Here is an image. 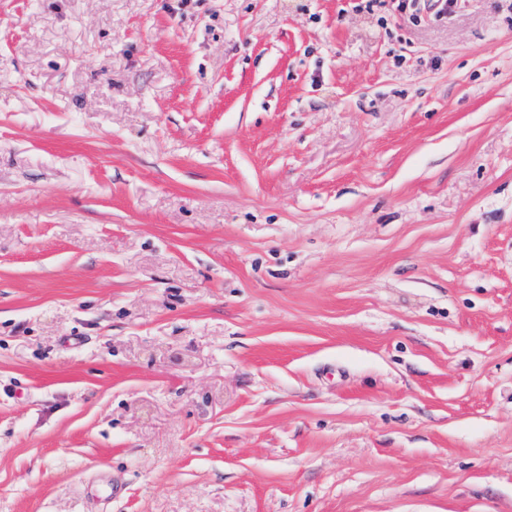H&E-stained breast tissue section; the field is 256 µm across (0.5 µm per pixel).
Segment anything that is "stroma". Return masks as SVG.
Returning a JSON list of instances; mask_svg holds the SVG:
<instances>
[{"label": "stroma", "instance_id": "1", "mask_svg": "<svg viewBox=\"0 0 512 512\" xmlns=\"http://www.w3.org/2000/svg\"><path fill=\"white\" fill-rule=\"evenodd\" d=\"M0 512H512V0H0ZM395 9L403 12L410 4H417L418 10L427 11L428 15L435 19L441 20L453 12L455 7V0H423V1H409L399 0L396 1Z\"/></svg>", "mask_w": 512, "mask_h": 512}]
</instances>
